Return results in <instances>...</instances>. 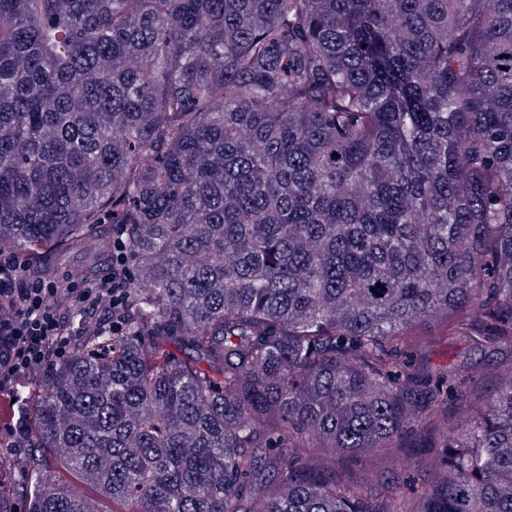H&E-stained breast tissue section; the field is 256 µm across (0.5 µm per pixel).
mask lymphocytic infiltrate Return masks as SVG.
I'll list each match as a JSON object with an SVG mask.
<instances>
[{"instance_id": "obj_1", "label": "lymphocytic infiltrate", "mask_w": 512, "mask_h": 512, "mask_svg": "<svg viewBox=\"0 0 512 512\" xmlns=\"http://www.w3.org/2000/svg\"><path fill=\"white\" fill-rule=\"evenodd\" d=\"M120 227L97 278L69 273L45 278L28 259L0 251V439L17 448L31 439L22 391L73 353L89 328L113 336L129 325L131 277L128 250Z\"/></svg>"}]
</instances>
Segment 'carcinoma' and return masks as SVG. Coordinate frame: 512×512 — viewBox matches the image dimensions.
I'll return each instance as SVG.
<instances>
[{"mask_svg":"<svg viewBox=\"0 0 512 512\" xmlns=\"http://www.w3.org/2000/svg\"><path fill=\"white\" fill-rule=\"evenodd\" d=\"M103 224L23 512H512V368L426 358L512 349V0H0V248ZM429 359L435 364L455 362L463 369L464 374L471 372L482 375L484 380L481 386L486 391L492 388L496 373L507 370L511 364L510 354L490 349H475L463 341L450 347L445 342L437 343L431 349Z\"/></svg>","mask_w":512,"mask_h":512,"instance_id":"carcinoma-1","label":"carcinoma"}]
</instances>
